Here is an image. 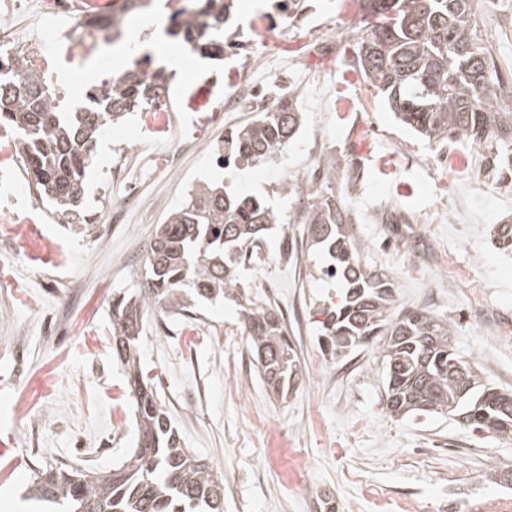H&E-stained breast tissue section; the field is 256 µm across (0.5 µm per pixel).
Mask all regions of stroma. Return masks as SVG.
Instances as JSON below:
<instances>
[{
    "mask_svg": "<svg viewBox=\"0 0 512 512\" xmlns=\"http://www.w3.org/2000/svg\"><path fill=\"white\" fill-rule=\"evenodd\" d=\"M301 10L270 0H234L233 46L206 59L180 45L169 98L179 135V164L144 179L138 205L114 222L121 178L138 163L136 146L155 138L139 113L104 128L87 170L83 216L72 231L48 201L26 190L17 157L0 163V209L37 227L41 243L62 249L61 266L37 268L25 252L0 240V265L20 289L0 287V512H53L27 488L41 469L67 463L111 470L135 444L125 370L112 353V300L134 293L157 224L202 180L224 182L266 199L279 230L268 261L245 266L256 298L284 317L302 379L286 400L266 392L261 373L227 300L197 309L195 318L146 314L138 356L183 444L224 479V512H374L372 492L418 505L422 512H512V484L486 481L512 469V441L464 429L442 416L399 418L385 406L381 361L372 347L331 360L317 336L316 308L334 302L335 281L317 278L320 254L305 253L293 224L288 178L314 181L317 160L334 159L338 197L355 216L353 232L368 265L397 282L396 305L448 319L457 349L485 382L512 390V249L494 237L512 224V195L477 171L481 150L467 141L429 142L400 125L357 64L367 0H302ZM479 31L497 49L500 76L512 74V0H476ZM85 16L58 17L60 39H44L27 15L13 44L42 55L64 104L81 106L85 86L129 66L131 55L79 44ZM289 35L306 44L302 83L282 85L276 59L256 43ZM269 84L259 107L295 91L307 115L279 161L227 170L217 165L225 131L250 112L224 109L227 88L248 85L255 68ZM333 92L317 109L321 86ZM277 433L299 453L277 460Z\"/></svg>",
    "mask_w": 512,
    "mask_h": 512,
    "instance_id": "35a3bbf8",
    "label": "stroma"
}]
</instances>
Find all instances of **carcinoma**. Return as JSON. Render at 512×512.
<instances>
[{
    "instance_id": "cac0c4a2",
    "label": "carcinoma",
    "mask_w": 512,
    "mask_h": 512,
    "mask_svg": "<svg viewBox=\"0 0 512 512\" xmlns=\"http://www.w3.org/2000/svg\"><path fill=\"white\" fill-rule=\"evenodd\" d=\"M150 0H120L112 13L86 23L93 41L116 42L129 13ZM165 35L202 57L224 55V24L233 0H183ZM474 0H368L374 21L361 37L357 63L398 121L431 141L465 140L484 147L485 162L512 171V89L499 82L492 48L482 43ZM169 76L146 49L132 67L90 87L76 112H61L60 93L24 49L0 52V128L15 134L29 189L68 218L80 215L85 178L101 130L132 112L167 106ZM304 121L297 95L278 98L249 121L224 133L228 169L268 164L293 142ZM283 188L309 201L295 216L307 250L324 254L319 269L341 280L340 300L318 314L323 351L334 358L372 345L385 378L392 414L441 415L463 427L512 439V392L483 382L460 356L454 330L424 309L394 310L393 278L366 266L349 224L347 205L304 181ZM274 223L267 201L201 183L183 206L157 225L130 296L112 299V351L122 362L137 429L136 447L96 472L61 464L42 471L32 495L65 512H224V481L181 446L137 357L146 313L183 315L200 303L242 300L239 322L266 390L288 397L299 382L298 354L283 318L246 296L245 264L265 263Z\"/></svg>"
}]
</instances>
